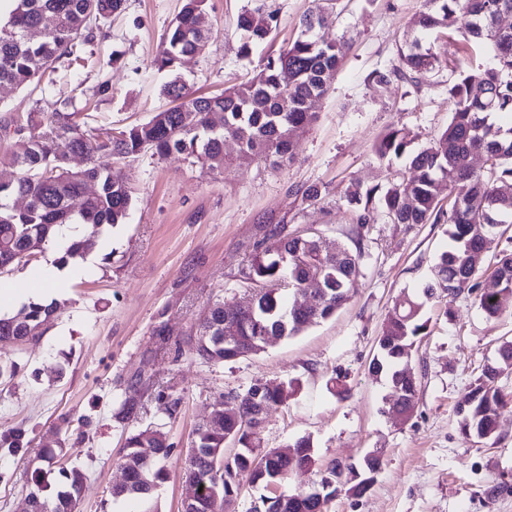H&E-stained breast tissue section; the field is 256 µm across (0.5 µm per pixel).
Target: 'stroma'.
Listing matches in <instances>:
<instances>
[{
	"label": "stroma",
	"instance_id": "obj_1",
	"mask_svg": "<svg viewBox=\"0 0 512 512\" xmlns=\"http://www.w3.org/2000/svg\"><path fill=\"white\" fill-rule=\"evenodd\" d=\"M183 0H125L123 12L97 31L88 64L59 67L52 82L17 88L0 84V124L37 112L49 116L64 101L92 113L96 124L121 127L148 120L168 104L164 85L180 74L200 93H219L252 77L254 65L239 57L238 14L246 9L278 15L273 49L291 43L314 0H206L203 24L212 37L205 50L181 58L175 71L157 69L155 56ZM335 21L325 39L345 38L349 50L328 94L310 109L317 120L296 136L294 158L282 167L234 161L216 174L174 155L143 152L112 164L113 178L129 183L134 199L127 223L92 236L85 277L60 289L61 310L38 340L0 350L14 364L0 378V432L22 426L40 442L61 427L60 466L82 468L87 491L77 512H145L134 500L112 499L123 478L119 459L130 431L151 425L174 446L166 481L156 492L159 512H180L186 450L196 425L222 395L258 383L298 380L296 394L270 412L266 445L282 448L306 437L320 457L319 470L293 472L290 489L319 481L334 462L357 463L378 451L381 470L362 497L341 493L328 512H512V406L498 419L495 441L461 433L456 405L474 386L502 342L512 340V310L487 318L475 295L425 304L427 333L418 337L411 362L419 374L417 409L397 425L382 407L391 396L373 377L383 323L405 294H422L438 254L448 244L443 224L405 228L384 221L356 229L345 188L386 184L407 159L378 158L374 146L392 126L415 136L412 151L429 147L454 110L448 66L471 71L487 56L460 49L454 26L424 33L416 26L424 0H333ZM420 39L446 69L414 84L400 77L388 86L372 79L396 65L406 41ZM108 94H98L102 82ZM328 187L319 201H303L299 188ZM288 232H318L329 245L363 238V273L351 300L303 333L224 365L189 353L185 340L215 301L235 306L245 288L238 272L254 254L263 225ZM345 376L347 398L330 389ZM170 391L180 405L168 414L157 395ZM132 405L136 415L119 422ZM35 456L0 449V512H25L34 489Z\"/></svg>",
	"mask_w": 512,
	"mask_h": 512
}]
</instances>
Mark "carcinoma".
Wrapping results in <instances>:
<instances>
[{
	"label": "carcinoma",
	"instance_id": "obj_1",
	"mask_svg": "<svg viewBox=\"0 0 512 512\" xmlns=\"http://www.w3.org/2000/svg\"><path fill=\"white\" fill-rule=\"evenodd\" d=\"M123 4L124 0H13L8 20L0 27V84H38L61 62L84 64L93 27L121 12ZM204 4L205 0H184L156 55L158 69L174 67L212 37L198 27ZM458 11L470 19L460 29L463 43L486 48L489 64L448 77L454 112L433 145L411 153L414 135L402 126L391 127L376 143L374 151L381 159L412 155L410 176L395 173L383 188L348 194L352 223L360 228L380 218L407 228L443 219L448 224L450 245L439 255L423 299L409 296L394 306L385 319L378 354L369 364V371L385 377L395 392L388 409L399 407L407 417L418 403L420 381L410 359L415 339L427 329L421 318L424 302L476 291L479 306L489 318L512 307V252H503L493 266L491 275L501 284L497 289H481L484 270L476 264L485 237L512 222V126L491 120L497 113L512 112V28L496 26L501 14L512 12V0H425L416 25L428 31L445 28ZM45 17L54 19L52 27L32 37V30ZM328 18L321 6L305 14L292 43L277 56L261 60L250 80L220 94L199 95L181 77H174L163 88L170 106L144 123L94 127L90 114L66 102L47 118L29 112L1 125V138L22 135L28 148L22 155H0V167L15 173L9 184H0V271L37 260L47 244L75 226L81 236L72 238L57 258L58 265L66 266L84 257L86 233L126 223L132 191L127 182L112 178L106 159L120 160L150 150L161 157L181 155L221 173L229 164L224 142L231 139L239 147V160L273 165L289 160L295 135L315 121V113L308 111L310 101L327 94V78L346 56V41H327L320 35ZM277 23L274 13L242 11L237 17L243 36L241 56L252 60L254 50L270 39ZM440 68L435 55L412 42L399 51L393 73L418 84ZM72 154L85 159L84 167H70ZM473 154L484 155L485 171L471 169ZM91 183L96 186L93 192L87 190ZM444 190L446 206L439 198ZM15 197L25 200L24 209L11 204ZM353 243L352 249L344 245L330 249L319 235H292L283 224L265 227L255 254L239 271L240 281L247 286L244 299L253 310L239 313L216 301L201 323L210 338H194L192 354L206 363L232 362L260 353L264 334L297 336L330 318L350 301L351 288L361 273L362 237ZM289 290L306 291L310 298L289 302ZM58 308L55 300L34 302L15 315H0V348L31 333L43 335ZM499 376L497 369L484 368L475 386L460 398L456 412L461 431L477 427L495 436L498 418L508 405ZM293 386L287 381L268 387L260 399L266 409H275L285 403L283 393ZM255 395L254 386L230 395L234 410L226 412L219 403L212 421L194 429L191 447L197 453L189 457L183 473L185 484L199 489L192 512H210L215 497L231 503L244 480L256 488L279 489L273 496H261L253 512H327L339 493L359 498L371 489L382 460L370 453L358 465L335 464L328 469L315 483L318 495L310 489H288L295 469L316 468V449L308 438L293 444L296 453L291 458L264 447L261 426L253 417ZM230 443L237 448L227 458L224 448ZM28 446L26 431L20 427L0 433V448L18 454ZM144 448L152 450L151 458L144 457ZM172 451L167 434L160 429H133L121 460L126 482L112 488V497L152 499V491L166 479L161 461ZM60 474L55 494H36L38 512H74L87 488V475L75 466Z\"/></svg>",
	"mask_w": 512,
	"mask_h": 512
}]
</instances>
